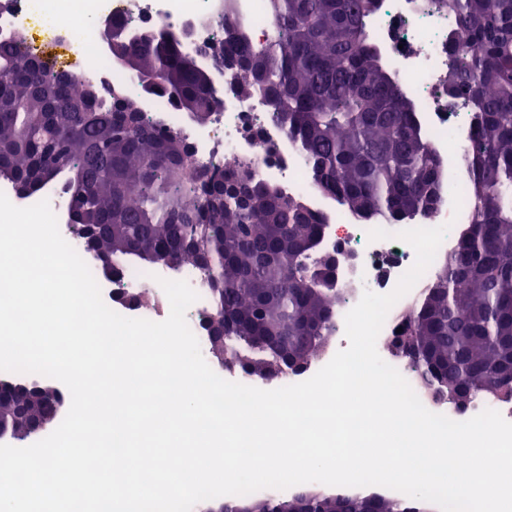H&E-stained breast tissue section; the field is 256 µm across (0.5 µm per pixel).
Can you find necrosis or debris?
<instances>
[{"label":"necrosis or debris","instance_id":"obj_1","mask_svg":"<svg viewBox=\"0 0 512 512\" xmlns=\"http://www.w3.org/2000/svg\"><path fill=\"white\" fill-rule=\"evenodd\" d=\"M217 7L218 0H10L8 9L0 12V40L23 31L36 33L42 45L62 49L68 62L79 65L82 78L117 81L132 90L136 87L134 80L123 75L111 58L98 49L97 19L109 16L122 20L133 32L165 29L180 37L182 52L191 54L198 43L225 39L223 27L205 21ZM370 35L392 60L406 90L420 102L431 144L448 169L450 184L443 189L444 201L421 220V227H437L453 220L468 223L474 200L472 174L463 156L470 142L471 113L462 103L449 106L445 86L448 39L453 36L460 43H468V32L454 29L437 0H379ZM211 80L219 107L207 123L187 121L176 105L159 93L138 95V107L145 117L159 125H181L199 168L251 162L260 177L274 182L288 194L306 198L312 210L324 217L323 253L355 257L353 266L341 267L337 272L338 282L349 293L342 315L336 318L335 336L338 349L347 348L345 312L359 302L364 290L378 294L391 292L401 275L414 264V249L399 240L402 227L398 224L387 225V238L370 240V225L357 222L337 206L331 195L315 185L296 140L272 122L266 99L257 94L240 96L238 77L224 71L212 70ZM455 183L459 184L462 195V205L458 208L453 205L451 189ZM454 239V232H447L436 253V262L390 309L376 341L379 355H386L402 315L414 306L423 288L436 275L439 261L450 251ZM162 278L186 281L197 293L198 298L188 307L185 317L198 341H205L203 314L210 293L203 275L194 266L185 265L171 272L158 267L126 269L112 283L102 284V298L122 316L160 322L170 313L167 296H160L158 306L153 308L133 304L132 299L141 288L157 287Z\"/></svg>","mask_w":512,"mask_h":512}]
</instances>
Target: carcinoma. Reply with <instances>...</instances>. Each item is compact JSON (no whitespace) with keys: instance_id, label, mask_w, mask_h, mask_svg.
Listing matches in <instances>:
<instances>
[{"instance_id":"cac0c4a2","label":"carcinoma","mask_w":512,"mask_h":512,"mask_svg":"<svg viewBox=\"0 0 512 512\" xmlns=\"http://www.w3.org/2000/svg\"><path fill=\"white\" fill-rule=\"evenodd\" d=\"M470 43L448 36V99L471 106L468 149L474 210L465 242L449 252L391 341L420 386L462 407L512 398V0H439ZM272 21L252 41L224 0L229 44L215 67L241 74L242 95L262 92L274 121L311 164L318 188L367 224L423 218L443 198L442 164L416 100L369 34L378 0H265ZM138 71L196 122L217 105L210 70L161 34L128 38ZM0 171L28 193L44 189L40 158L60 152L79 172L64 182L78 224L123 264L171 261L199 268L211 294L205 322L231 323L233 346L212 351L252 375L285 377L318 356L342 288L319 253L324 223L307 203L257 176L247 162L199 171L182 131L146 121L122 93L93 99L88 81L42 62L16 36L0 41ZM248 512H414L406 499L226 495Z\"/></svg>"}]
</instances>
